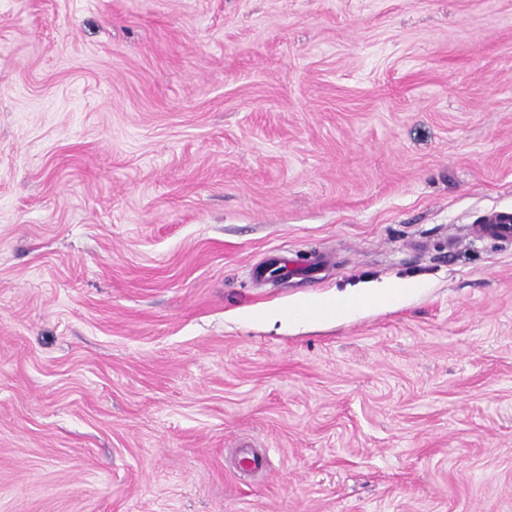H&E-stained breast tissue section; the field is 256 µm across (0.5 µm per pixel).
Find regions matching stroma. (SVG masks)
<instances>
[{"label": "stroma", "mask_w": 512, "mask_h": 512, "mask_svg": "<svg viewBox=\"0 0 512 512\" xmlns=\"http://www.w3.org/2000/svg\"><path fill=\"white\" fill-rule=\"evenodd\" d=\"M493 211L512 0H0V512H512ZM359 297L353 294L340 296L336 298V302L324 305L306 303L317 308L321 313L319 317L342 316L350 314L356 306V300Z\"/></svg>", "instance_id": "35a3bbf8"}]
</instances>
